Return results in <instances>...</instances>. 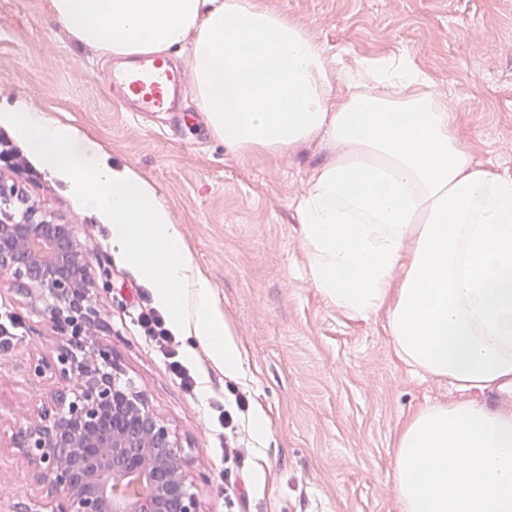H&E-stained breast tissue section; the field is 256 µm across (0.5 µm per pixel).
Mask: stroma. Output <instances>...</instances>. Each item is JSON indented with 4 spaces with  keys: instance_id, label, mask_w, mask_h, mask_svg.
<instances>
[{
    "instance_id": "stroma-1",
    "label": "stroma",
    "mask_w": 512,
    "mask_h": 512,
    "mask_svg": "<svg viewBox=\"0 0 512 512\" xmlns=\"http://www.w3.org/2000/svg\"><path fill=\"white\" fill-rule=\"evenodd\" d=\"M344 67L409 56L456 112L475 162L512 177V0H270ZM117 59L76 42L46 0H0V105L34 104L96 139L118 165L153 185L180 224L186 256L211 283L239 353L225 371L193 335L177 333L193 375L187 391L128 317L145 282L112 249L109 224L47 172L14 180L57 222L76 225L90 252L100 345L111 351L191 461L200 512H227L224 426L234 411L245 451L238 512H399L395 438L420 407L460 400L414 379L394 354L387 315L351 317L308 277L296 201L328 158L305 142L278 157L225 149L192 97L142 120L114 102L102 68ZM44 304L0 278V312L23 333L0 364V512H24L42 490L38 467L15 447L57 390L35 367L63 339ZM243 395L245 410L235 397ZM266 430L256 433V418Z\"/></svg>"
}]
</instances>
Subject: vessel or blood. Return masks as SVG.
<instances>
[{
	"label": "vessel or blood",
	"instance_id": "obj_1",
	"mask_svg": "<svg viewBox=\"0 0 512 512\" xmlns=\"http://www.w3.org/2000/svg\"><path fill=\"white\" fill-rule=\"evenodd\" d=\"M104 80L137 112L172 111L187 91L185 71L157 57H144L124 69L106 72Z\"/></svg>",
	"mask_w": 512,
	"mask_h": 512
}]
</instances>
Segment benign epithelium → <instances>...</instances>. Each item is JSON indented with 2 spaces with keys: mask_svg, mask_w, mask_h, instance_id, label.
<instances>
[{
  "mask_svg": "<svg viewBox=\"0 0 512 512\" xmlns=\"http://www.w3.org/2000/svg\"><path fill=\"white\" fill-rule=\"evenodd\" d=\"M33 285L67 343L37 366L68 388L66 403L42 406L16 447L39 464L44 497L27 512H199L190 460L146 397L97 345L88 249L76 226L23 203L0 178V275ZM141 430L140 442L128 429ZM161 445L163 457L153 453Z\"/></svg>",
  "mask_w": 512,
  "mask_h": 512,
  "instance_id": "1",
  "label": "benign epithelium"
}]
</instances>
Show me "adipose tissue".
<instances>
[{"label":"adipose tissue","instance_id":"1","mask_svg":"<svg viewBox=\"0 0 512 512\" xmlns=\"http://www.w3.org/2000/svg\"><path fill=\"white\" fill-rule=\"evenodd\" d=\"M79 43L114 57L188 52L192 95L241 157L307 141L330 157L299 197L308 275L336 308L388 315L409 373L458 392L512 388V179L481 167L455 114L406 58L334 66L324 46L261 0H48ZM20 146L106 217L111 245L156 290L173 325L227 371L238 351L211 284L185 257L155 188L95 140L26 105L0 112ZM399 512H512V409L464 400L418 409L395 443Z\"/></svg>","mask_w":512,"mask_h":512}]
</instances>
